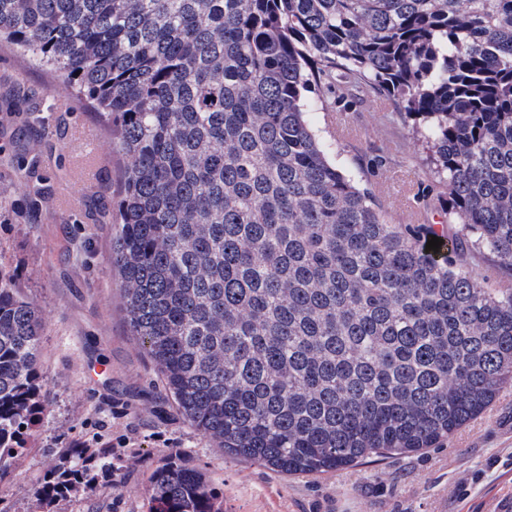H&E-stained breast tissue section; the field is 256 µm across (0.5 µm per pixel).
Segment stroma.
Listing matches in <instances>:
<instances>
[{"label":"stroma","instance_id":"35a3bbf8","mask_svg":"<svg viewBox=\"0 0 512 512\" xmlns=\"http://www.w3.org/2000/svg\"><path fill=\"white\" fill-rule=\"evenodd\" d=\"M63 84L0 46V262L42 310L41 363L53 408L35 449L0 482V512H34L33 490L71 440L136 430L144 446L118 448L120 498L105 479L84 486L64 512H147L148 475L165 451L224 486V512H512V385L435 447L316 478H293L224 453L177 410L126 323L112 262L125 160L93 112H55L43 94ZM309 116L329 157L368 182L394 224H444V188L426 176L429 152L394 104L377 92L318 87ZM87 128L102 157L87 185L73 176L71 140ZM81 196L59 215L58 184Z\"/></svg>","mask_w":512,"mask_h":512}]
</instances>
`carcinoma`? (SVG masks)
<instances>
[{"mask_svg":"<svg viewBox=\"0 0 512 512\" xmlns=\"http://www.w3.org/2000/svg\"><path fill=\"white\" fill-rule=\"evenodd\" d=\"M1 40L116 133L128 327L203 437L320 476L431 448L512 384V289L464 266L512 270V0H0ZM316 83L394 99L448 223L387 222L311 127ZM42 330L0 265V482L52 407ZM97 472L107 449H70L38 508ZM149 483L148 512H224L177 451ZM471 274L491 288H512V272L487 252L474 250L468 256Z\"/></svg>","mask_w":512,"mask_h":512,"instance_id":"1","label":"carcinoma"}]
</instances>
